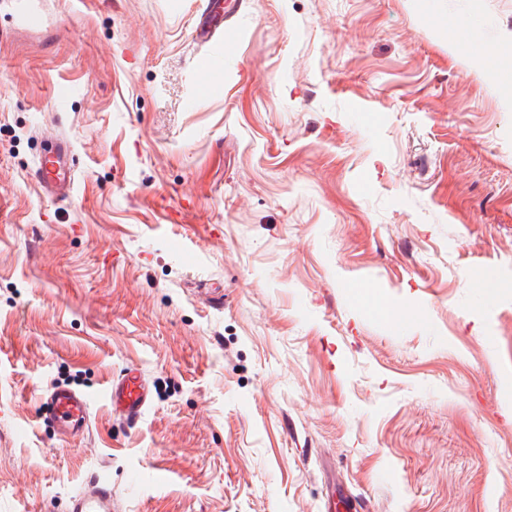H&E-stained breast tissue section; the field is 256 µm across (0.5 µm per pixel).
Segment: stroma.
<instances>
[{
	"label": "stroma",
	"instance_id": "1",
	"mask_svg": "<svg viewBox=\"0 0 512 512\" xmlns=\"http://www.w3.org/2000/svg\"><path fill=\"white\" fill-rule=\"evenodd\" d=\"M30 2L0 0V512L96 479L112 512H512V112L448 45L512 65V0H223L229 47L198 0ZM132 366L130 427L101 392ZM231 16L220 9L218 0H201L198 22L194 38L202 44L208 43L217 33L224 34V40L232 41L236 36L235 28L230 24ZM46 140L51 146L49 154L35 167L32 179L47 195L64 198L74 183V175L69 166V159L74 152L73 145L56 134ZM105 399L114 419L135 426L149 408L153 397L142 372L132 367L108 382ZM49 406L51 416L64 436H77L88 425L91 397L69 387L57 386L41 396Z\"/></svg>",
	"mask_w": 512,
	"mask_h": 512
}]
</instances>
